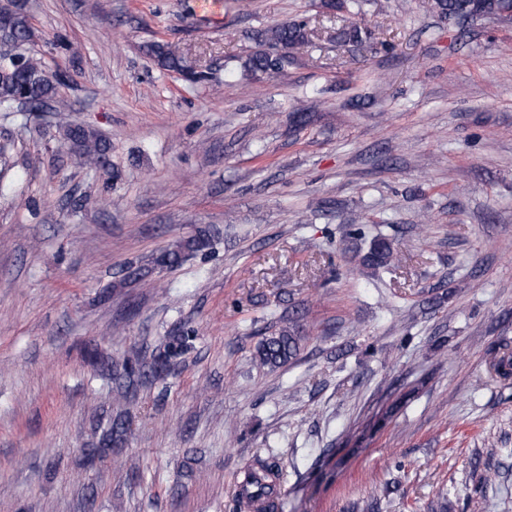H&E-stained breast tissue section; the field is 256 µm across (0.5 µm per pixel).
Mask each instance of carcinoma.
<instances>
[{
  "label": "carcinoma",
  "instance_id": "1",
  "mask_svg": "<svg viewBox=\"0 0 512 512\" xmlns=\"http://www.w3.org/2000/svg\"><path fill=\"white\" fill-rule=\"evenodd\" d=\"M430 9L440 17L453 18L462 22L476 19L506 16L512 19V0H431ZM33 31L31 16L24 3L0 9V42L13 47L27 42ZM308 33L303 22H284L264 32V39L272 44L290 49L286 55L272 58L259 51L248 57L244 68L252 72L277 75L281 72L289 58L293 57V49L307 41ZM148 51L154 56L158 65L166 70L191 74L193 70L184 60L165 50L159 43H153ZM56 96L54 77L47 74L45 68L31 58L25 56L16 62L9 52L0 55V111L11 112L14 105H24L30 110L42 107ZM59 129L67 149L82 164L97 168L101 166L102 156L106 153V143L93 131L81 125L71 123L62 114ZM397 252L385 238L374 240L369 250L362 256L361 264L369 268L387 267L395 263ZM195 336L184 333L172 336L166 344L164 353L155 361V366L162 369L179 358L193 346ZM302 337L295 333L294 328H281L277 333L266 336L258 346L259 363L270 368L281 367L295 359L300 351ZM141 351L132 347L123 361L107 364L108 375L128 384L141 375ZM97 430L100 433V448L97 452L104 453L112 444L124 439L127 429L122 421L107 418L99 421ZM275 473V466L262 464L249 473L253 492L250 500L258 501L270 498L274 489L265 482V475Z\"/></svg>",
  "mask_w": 512,
  "mask_h": 512
}]
</instances>
